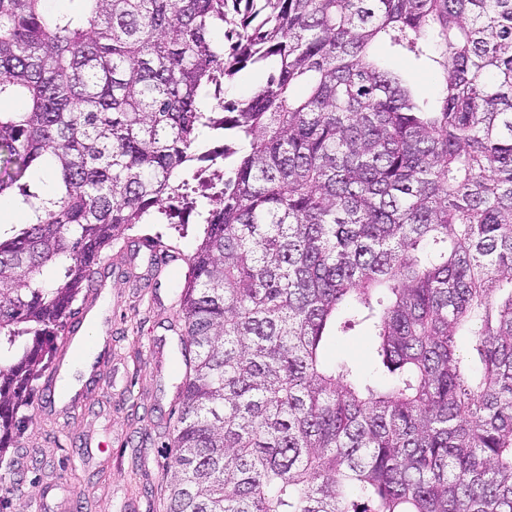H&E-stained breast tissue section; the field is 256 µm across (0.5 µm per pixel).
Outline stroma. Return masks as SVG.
<instances>
[{"mask_svg":"<svg viewBox=\"0 0 512 512\" xmlns=\"http://www.w3.org/2000/svg\"><path fill=\"white\" fill-rule=\"evenodd\" d=\"M374 53L389 67L411 78L417 97L433 98L439 77L432 67L391 47L380 39ZM204 226L196 213L172 210L158 223L139 224L104 250V257L130 249L126 269H113L112 286L99 301L112 318L107 343L98 353V377L84 388L72 407L49 406L36 399L21 445L9 449L5 467H24L23 496L45 498L48 483H56L51 512H167L170 458L159 429H173L179 406L175 386L184 364L179 338L175 287L184 283L191 256L203 238ZM177 241L183 261L163 268L148 253H135L139 237ZM328 364L345 360L367 377L375 376L374 352L365 328L358 327L329 339L324 349Z\"/></svg>","mask_w":512,"mask_h":512,"instance_id":"obj_1","label":"stroma"}]
</instances>
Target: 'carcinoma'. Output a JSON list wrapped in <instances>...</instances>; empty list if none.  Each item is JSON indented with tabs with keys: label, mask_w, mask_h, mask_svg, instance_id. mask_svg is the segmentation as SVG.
Wrapping results in <instances>:
<instances>
[{
	"label": "carcinoma",
	"mask_w": 512,
	"mask_h": 512,
	"mask_svg": "<svg viewBox=\"0 0 512 512\" xmlns=\"http://www.w3.org/2000/svg\"><path fill=\"white\" fill-rule=\"evenodd\" d=\"M68 2L0 0V203L26 216L0 234V459L103 250L185 200L208 128L168 512H512V0ZM381 34L440 69L435 103ZM248 67L266 84L215 111ZM362 325L380 387L321 360Z\"/></svg>",
	"instance_id": "obj_1"
}]
</instances>
